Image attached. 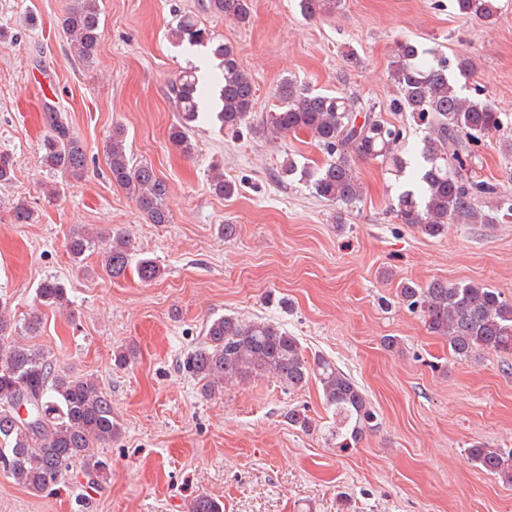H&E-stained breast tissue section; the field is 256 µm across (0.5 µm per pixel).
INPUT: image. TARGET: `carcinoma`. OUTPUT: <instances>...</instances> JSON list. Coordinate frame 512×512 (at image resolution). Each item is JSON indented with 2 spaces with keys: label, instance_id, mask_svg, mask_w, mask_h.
Returning <instances> with one entry per match:
<instances>
[{
  "label": "carcinoma",
  "instance_id": "carcinoma-1",
  "mask_svg": "<svg viewBox=\"0 0 512 512\" xmlns=\"http://www.w3.org/2000/svg\"><path fill=\"white\" fill-rule=\"evenodd\" d=\"M251 0H209L208 8L244 24L251 15ZM454 9L466 17L491 24L499 10L497 0H453ZM301 15L312 18L336 8V0H297ZM67 55L80 64L95 59L101 40L99 0H78L59 20ZM171 38L218 60V73L207 79L185 71L171 82L172 99L180 117L168 133L169 142L183 154L194 151L192 133L199 119L216 120L225 133L237 135L249 123L255 100L252 78L241 69L234 47L202 26L195 15H179L170 28ZM390 75L397 88L395 107L409 112L425 126L420 166L411 175L415 190H406L393 208L402 224L436 238L458 220L487 224L512 216V197L499 192L498 184L470 175L475 148L482 138L500 130L502 112L489 101L470 99L448 79V58L436 48L422 49L410 40L396 43ZM47 134L41 146V164L55 180L48 197L60 195L69 178L80 180L87 170V154L71 130L68 117L52 106L45 113ZM265 137L304 134L326 155L321 165H298L291 157L281 165L280 178L300 174L312 192L334 204L351 207L361 198L362 186L351 164V154L378 160L399 175L406 165L400 156L405 145L401 128L381 119L372 110L360 113L351 97L313 93L287 79L278 91L276 111L253 128ZM112 183L124 189L152 224H169L165 199L168 186L148 164L133 165L125 131L117 125L106 146ZM209 187L219 197L234 194L235 184L223 171L209 170ZM488 204L489 212L477 209ZM11 222L30 224L34 211L23 199L8 207ZM101 254L106 273L118 279L130 266V238L123 233L85 231L71 239L70 253L79 259L89 251ZM140 280L157 278L158 265L142 259L136 268ZM399 296L407 309L419 315L427 330L448 341L452 356L462 362L479 351L512 355V302L484 284L434 280L424 286L403 282ZM42 303L60 311L68 309L66 288L45 280L38 288ZM40 321L33 317L18 326L9 299L0 295V467L33 494L55 483L73 462L84 460L102 477L109 464L92 448L112 441L117 423L112 400L96 381L74 376L56 367L43 352L18 340L35 336ZM183 368L211 397L224 385L273 377L290 390H300L310 380L319 382L323 404L332 414L331 439L347 449L374 428L377 415L364 390L336 363L320 355L306 358L298 339L281 326L261 318L245 320L224 315L209 321L205 341L187 354ZM29 406L30 417L19 416L18 407ZM288 422L304 431L318 428L299 408H291ZM472 462L485 472L512 483V448L475 445L467 450ZM190 512H224V504L201 494Z\"/></svg>",
  "mask_w": 512,
  "mask_h": 512
}]
</instances>
